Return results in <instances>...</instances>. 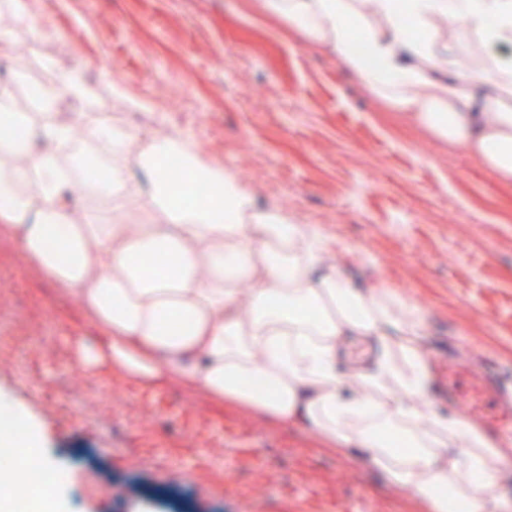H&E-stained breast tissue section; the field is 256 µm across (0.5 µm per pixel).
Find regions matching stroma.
Listing matches in <instances>:
<instances>
[{"label":"stroma","instance_id":"35a3bbf8","mask_svg":"<svg viewBox=\"0 0 512 512\" xmlns=\"http://www.w3.org/2000/svg\"><path fill=\"white\" fill-rule=\"evenodd\" d=\"M31 27L0 12L12 47L0 96L60 87L88 99L55 116L190 139L256 203L316 225L335 264L419 305L432 376L488 359L512 372V186L465 151L397 119L334 55L256 0H34ZM453 65H512V45L436 23ZM122 85L142 102L115 101ZM105 331L0 232V408L37 429L43 464L65 467L66 512H423L367 454L321 449L195 383L145 380L110 360L82 381L80 343Z\"/></svg>","mask_w":512,"mask_h":512}]
</instances>
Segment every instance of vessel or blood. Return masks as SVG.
<instances>
[{
  "mask_svg": "<svg viewBox=\"0 0 512 512\" xmlns=\"http://www.w3.org/2000/svg\"><path fill=\"white\" fill-rule=\"evenodd\" d=\"M511 389L512 376L489 362L479 374L464 367L448 372L449 406L469 408L490 432H504L512 427V409L505 403Z\"/></svg>",
  "mask_w": 512,
  "mask_h": 512,
  "instance_id": "obj_1",
  "label": "vessel or blood"
}]
</instances>
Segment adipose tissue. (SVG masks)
Returning a JSON list of instances; mask_svg holds the SVG:
<instances>
[{"label":"adipose tissue","mask_w":512,"mask_h":512,"mask_svg":"<svg viewBox=\"0 0 512 512\" xmlns=\"http://www.w3.org/2000/svg\"><path fill=\"white\" fill-rule=\"evenodd\" d=\"M359 2L258 0L407 121L512 184V68L437 75L442 51L430 34L444 19L512 43V0H371L369 17ZM401 4L421 38L397 22ZM70 131L65 123L32 125L0 98V226L19 234L37 269L108 332L113 363L310 425L326 449H371L372 465L426 512L457 504L512 512V501L494 491L505 463L496 444L427 399L420 306L384 284L352 283L330 266L317 227L257 206L231 170L208 163L186 138L86 127L87 140L111 147L112 163L85 159L76 178L60 168ZM172 156L188 183L210 186L208 204L188 193L175 198L164 167ZM85 188L111 198V217L77 202ZM156 258L165 275H156ZM165 322L175 331H162ZM349 334L381 337L368 368L351 370L339 358L336 340Z\"/></svg>","instance_id":"adipose-tissue-1"}]
</instances>
